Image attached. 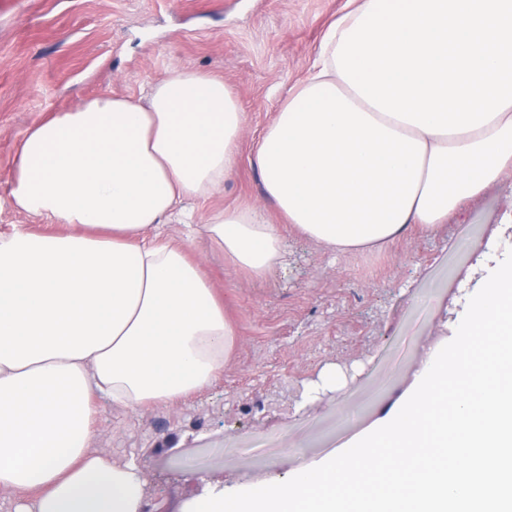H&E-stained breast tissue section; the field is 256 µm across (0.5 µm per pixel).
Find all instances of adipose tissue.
<instances>
[{"mask_svg": "<svg viewBox=\"0 0 512 512\" xmlns=\"http://www.w3.org/2000/svg\"><path fill=\"white\" fill-rule=\"evenodd\" d=\"M246 117L223 80L174 67L144 97L102 94L27 129L10 198L57 234L0 233V492L16 512H143L132 460L92 449L96 401L199 393L234 329L166 224L234 170ZM264 189L335 257L433 232L512 171V0H359L259 134ZM282 224L211 213L215 251L261 281Z\"/></svg>", "mask_w": 512, "mask_h": 512, "instance_id": "adipose-tissue-1", "label": "adipose tissue"}]
</instances>
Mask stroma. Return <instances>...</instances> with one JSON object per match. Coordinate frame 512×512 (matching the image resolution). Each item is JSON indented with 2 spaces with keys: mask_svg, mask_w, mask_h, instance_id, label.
Returning <instances> with one entry per match:
<instances>
[{
  "mask_svg": "<svg viewBox=\"0 0 512 512\" xmlns=\"http://www.w3.org/2000/svg\"><path fill=\"white\" fill-rule=\"evenodd\" d=\"M349 0H20L0 14V233L49 227L8 203L22 133L92 97L136 96L179 66L223 78L247 117L237 165L223 187L193 201L208 212L275 208L255 141L288 91L308 74L331 22ZM512 210V172L436 233L413 232L381 252L331 263L325 249L288 232V265L255 281L189 241L221 294L234 331L224 373L174 405L130 410L101 401L92 448L134 459L144 512H184L196 495L255 476H278L340 449L410 389L424 347L449 337ZM340 366L342 389L321 387ZM319 386L311 400L308 387Z\"/></svg>",
  "mask_w": 512,
  "mask_h": 512,
  "instance_id": "obj_1",
  "label": "stroma"
}]
</instances>
